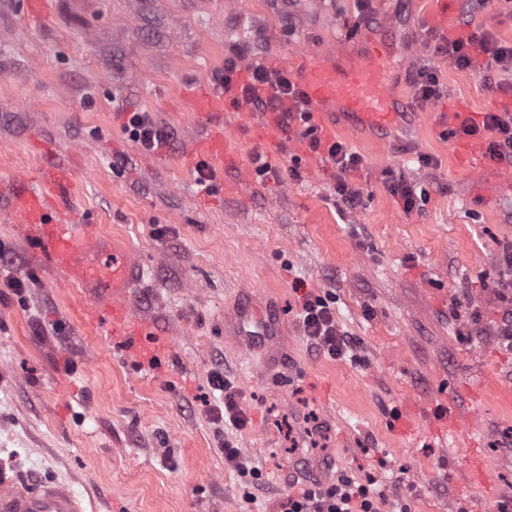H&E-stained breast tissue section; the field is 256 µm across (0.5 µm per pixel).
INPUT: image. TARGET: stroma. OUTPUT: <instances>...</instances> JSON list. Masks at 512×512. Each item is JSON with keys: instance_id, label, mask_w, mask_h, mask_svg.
I'll return each instance as SVG.
<instances>
[{"instance_id": "obj_1", "label": "stroma", "mask_w": 512, "mask_h": 512, "mask_svg": "<svg viewBox=\"0 0 512 512\" xmlns=\"http://www.w3.org/2000/svg\"><path fill=\"white\" fill-rule=\"evenodd\" d=\"M430 0H0V184L72 162L73 205L136 261V311L172 339L141 378L83 324L68 285L22 236L0 197V482L65 484L86 512H277L296 484L372 480L380 512H512V349L493 326L492 290L512 246V170L465 166L442 131L448 100L500 106L475 73L425 49ZM473 31L512 44V0H487ZM393 46L401 120L384 132L323 115L362 159V204L334 195L335 170L307 144L271 152L237 118L224 122L242 165L196 182L188 154L200 120L183 90L214 87L233 46L296 74L303 53ZM433 63L442 101L417 107L410 82ZM152 113L168 145L146 151L123 129ZM264 156L276 175L254 174ZM431 157L422 166L421 157ZM299 178H292V171ZM422 198L405 213L391 175ZM329 294L355 358L313 347L299 323L305 293ZM279 332L276 352L243 348L224 321L256 295ZM247 417H215L214 374ZM461 431H444L445 412ZM241 448L249 473L224 461ZM493 492L461 488L470 448Z\"/></svg>"}]
</instances>
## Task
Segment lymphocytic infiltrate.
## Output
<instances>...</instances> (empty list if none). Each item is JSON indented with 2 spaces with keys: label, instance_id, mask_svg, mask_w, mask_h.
<instances>
[{
  "label": "lymphocytic infiltrate",
  "instance_id": "f902f5d3",
  "mask_svg": "<svg viewBox=\"0 0 512 512\" xmlns=\"http://www.w3.org/2000/svg\"><path fill=\"white\" fill-rule=\"evenodd\" d=\"M427 48L432 55L448 58L461 70L476 72L493 91L512 97V45L499 41L492 33L470 32L451 39L430 35ZM242 48H234L225 57L224 70L215 81L224 90L240 88L246 102L255 109L277 113L284 131H295L299 140L307 142L312 151H325L336 170L334 191L350 208L359 207L361 200L350 181L362 160L338 140L324 143L321 128L316 125L305 95L290 79L287 72L255 61L246 62ZM246 81L235 85L238 74ZM459 135L477 137L485 144V155L491 161L512 166V114L507 110L485 113L482 121L461 123ZM299 319L305 336L319 350L341 358L354 347V342L336 321L329 296H305ZM284 512H377V495L370 482L355 483L338 480L326 484L311 480L289 495Z\"/></svg>",
  "mask_w": 512,
  "mask_h": 512
}]
</instances>
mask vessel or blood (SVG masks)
I'll list each match as a JSON object with an SVG mask.
<instances>
[{"instance_id": "vessel-or-blood-1", "label": "vessel or blood", "mask_w": 512, "mask_h": 512, "mask_svg": "<svg viewBox=\"0 0 512 512\" xmlns=\"http://www.w3.org/2000/svg\"><path fill=\"white\" fill-rule=\"evenodd\" d=\"M434 11L428 23L444 35H452L458 0H433ZM294 82L306 93L313 114L341 112L377 127H385L397 115L396 102L390 91L384 55L373 42H366L360 52H342L310 57L297 71ZM203 120L205 132L190 149L204 156L209 170H221L238 162L224 128V112L234 107L247 114L245 101L232 100L224 91L198 87L185 93ZM76 173L64 160L52 161L39 175V187L18 184L11 208L22 223L26 238L39 250L44 260L63 272L67 281L83 288L108 287L112 298L92 300L84 312L85 324L100 335L115 337V346L136 369L151 372L155 360L166 352L170 338L159 337L153 322L138 316L130 302L129 290L135 278L130 259L113 253L110 269L101 271L89 264L85 256L103 243L93 234L79 231L71 222L72 190ZM263 315L255 309L238 311L228 331L239 343L253 345ZM0 512H82L73 493L64 485L45 482L31 490L0 486Z\"/></svg>"}]
</instances>
